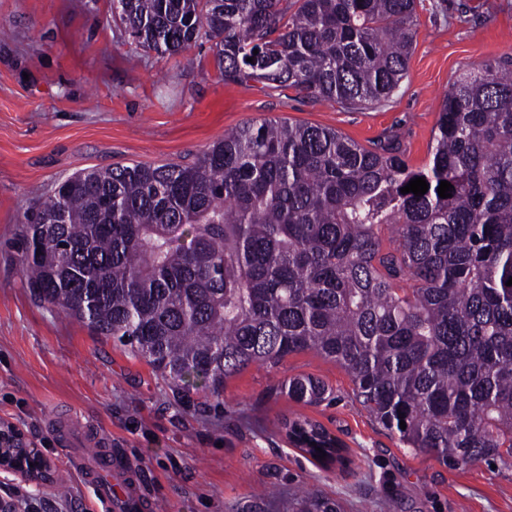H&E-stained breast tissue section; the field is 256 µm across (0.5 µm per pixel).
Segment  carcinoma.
I'll list each match as a JSON object with an SVG mask.
<instances>
[{
  "instance_id": "1",
  "label": "carcinoma",
  "mask_w": 512,
  "mask_h": 512,
  "mask_svg": "<svg viewBox=\"0 0 512 512\" xmlns=\"http://www.w3.org/2000/svg\"><path fill=\"white\" fill-rule=\"evenodd\" d=\"M112 14L146 51L215 40L226 83L363 109L405 77L417 3L112 0ZM417 177L424 195L400 192ZM22 265L35 300L130 348L178 395L218 397L252 365L313 351L401 447L450 468L512 465V58L452 85L422 167L391 140L253 120L191 164L58 183L25 215ZM282 389L309 406L332 394L305 375ZM285 427L314 459H342L319 424ZM292 512L341 506L307 496Z\"/></svg>"
}]
</instances>
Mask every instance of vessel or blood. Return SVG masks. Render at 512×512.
<instances>
[{
    "instance_id": "vessel-or-blood-1",
    "label": "vessel or blood",
    "mask_w": 512,
    "mask_h": 512,
    "mask_svg": "<svg viewBox=\"0 0 512 512\" xmlns=\"http://www.w3.org/2000/svg\"><path fill=\"white\" fill-rule=\"evenodd\" d=\"M49 422L59 438L72 447L71 464L78 467L99 499L116 505L121 512H142L144 499L136 481L127 479L121 493L117 494L112 490L111 474H128L130 466L113 449L112 441L107 435L68 416L56 414L50 416Z\"/></svg>"
}]
</instances>
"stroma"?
Instances as JSON below:
<instances>
[{"mask_svg": "<svg viewBox=\"0 0 512 512\" xmlns=\"http://www.w3.org/2000/svg\"><path fill=\"white\" fill-rule=\"evenodd\" d=\"M407 74L364 110L292 88L223 82L212 43L184 53L137 47L112 0H0V422L51 463L46 480L0 471L8 512H105L47 416L111 435L153 512H288L315 494L343 512H512V466L454 469L411 452L369 417L336 364L312 351L254 365L221 396L174 397L129 348L34 301L18 239L25 214L72 174L116 164L193 163L226 131L267 117L336 129L364 147L395 136L410 166L429 158L449 84L512 57V0H419ZM310 375L333 390L298 404L282 382ZM306 416L347 449L322 466L281 430Z\"/></svg>", "mask_w": 512, "mask_h": 512, "instance_id": "1", "label": "stroma"}]
</instances>
